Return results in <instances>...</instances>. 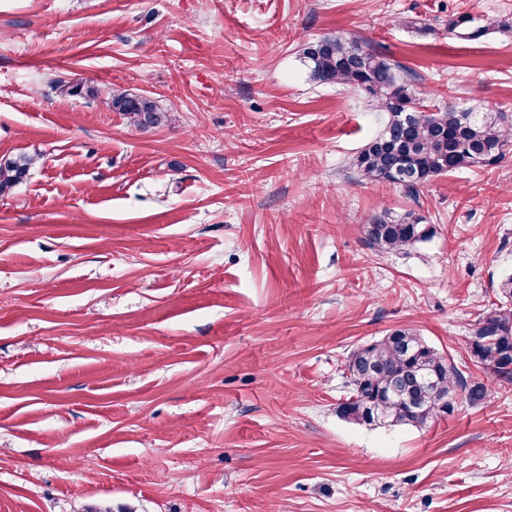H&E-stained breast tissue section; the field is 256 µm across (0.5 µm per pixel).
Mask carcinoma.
I'll use <instances>...</instances> for the list:
<instances>
[{
    "label": "carcinoma",
    "instance_id": "cac0c4a2",
    "mask_svg": "<svg viewBox=\"0 0 512 512\" xmlns=\"http://www.w3.org/2000/svg\"><path fill=\"white\" fill-rule=\"evenodd\" d=\"M472 18L448 22V30L474 38ZM302 62L310 80L362 93L379 112L388 113L381 132L355 159L371 180L395 183L411 195L430 180L461 170L500 164L512 154V118L452 106L422 104L413 89L414 74L400 63L354 38L326 35L306 45ZM107 105L145 129L160 125L163 112L144 96L116 93ZM34 159L26 154L0 159V194L22 183ZM367 246L403 253L427 241L432 231L412 213H380L364 225ZM497 302L472 324L470 360L485 372L512 381V274L496 288ZM350 396L336 408L343 419L359 425H411L450 415L458 400L471 406L486 402L489 386L462 370L413 329L398 327L378 340L357 346L345 362Z\"/></svg>",
    "mask_w": 512,
    "mask_h": 512
}]
</instances>
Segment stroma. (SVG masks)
<instances>
[{
    "instance_id": "obj_1",
    "label": "stroma",
    "mask_w": 512,
    "mask_h": 512,
    "mask_svg": "<svg viewBox=\"0 0 512 512\" xmlns=\"http://www.w3.org/2000/svg\"><path fill=\"white\" fill-rule=\"evenodd\" d=\"M468 14L484 35L448 21ZM512 0H0V512H512V383L424 427L341 419L349 353L408 326L455 362L512 274V155L416 195L383 126L310 81L328 34L419 96L512 113ZM95 88L69 96L56 81ZM153 99L128 126L104 95ZM425 218L403 253L374 214ZM34 159L26 154L0 159V194L22 183L30 173ZM423 221L412 213L400 217L376 214L364 225L365 243L381 252L403 253L431 237L432 231Z\"/></svg>"
}]
</instances>
